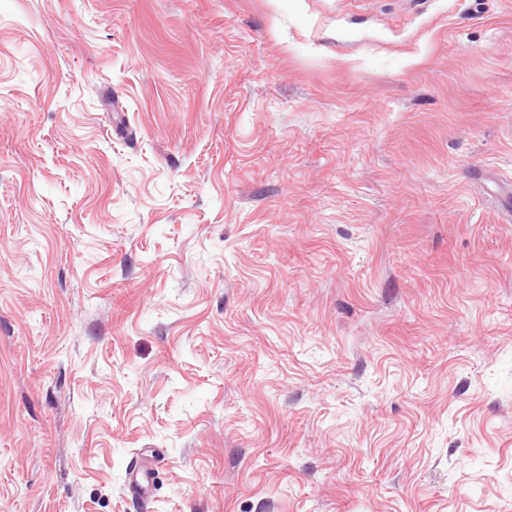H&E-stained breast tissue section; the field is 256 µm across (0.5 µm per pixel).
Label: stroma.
<instances>
[{"label":"stroma","instance_id":"35a3bbf8","mask_svg":"<svg viewBox=\"0 0 512 512\" xmlns=\"http://www.w3.org/2000/svg\"><path fill=\"white\" fill-rule=\"evenodd\" d=\"M509 190L512 0H0V512H512Z\"/></svg>","mask_w":512,"mask_h":512}]
</instances>
